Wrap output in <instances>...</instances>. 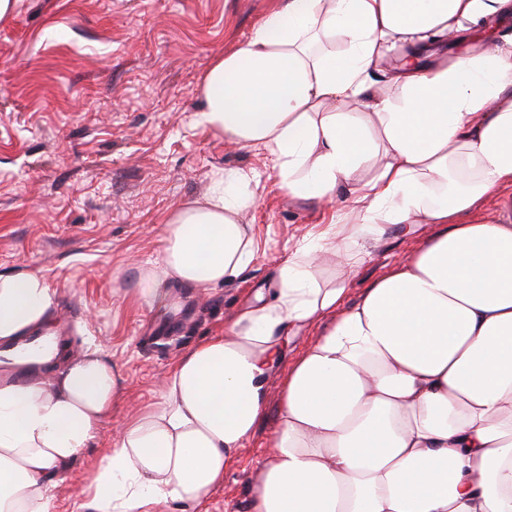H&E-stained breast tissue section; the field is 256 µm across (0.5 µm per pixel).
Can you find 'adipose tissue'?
Instances as JSON below:
<instances>
[{
  "label": "adipose tissue",
  "mask_w": 512,
  "mask_h": 512,
  "mask_svg": "<svg viewBox=\"0 0 512 512\" xmlns=\"http://www.w3.org/2000/svg\"><path fill=\"white\" fill-rule=\"evenodd\" d=\"M510 18L512 0H278L207 70L203 122L264 151L290 198L341 206L357 237L328 224L272 295L180 357L162 402L114 426L85 512L206 500L266 412L284 338L336 310L283 382L250 512H512V224L462 220L512 188V33L436 59ZM367 161L372 176L356 179ZM252 182L224 172L172 211L160 261L138 272L141 303L221 287L253 262ZM386 224L433 232L343 308L345 283L313 274L321 252L355 272ZM58 302L40 274L0 273V342L42 337L39 360L57 367L0 380V512H51L49 483L120 397L99 349L71 356L57 339Z\"/></svg>",
  "instance_id": "adipose-tissue-1"
}]
</instances>
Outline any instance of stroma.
Listing matches in <instances>:
<instances>
[{
	"instance_id": "1",
	"label": "stroma",
	"mask_w": 512,
	"mask_h": 512,
	"mask_svg": "<svg viewBox=\"0 0 512 512\" xmlns=\"http://www.w3.org/2000/svg\"><path fill=\"white\" fill-rule=\"evenodd\" d=\"M277 0H17L0 17V272L37 271L59 292L56 331L71 354L100 349L121 398L52 490L53 512H82L86 478L112 446L114 423L162 399L179 357L224 323L311 241L335 205L282 191L262 152L228 145L201 120L208 68L247 38ZM253 174L244 217L255 260L221 288L172 290L150 309L128 289L164 248L165 220L202 198L216 172ZM427 230L388 229L351 277L323 253L319 283L346 280V305L418 253ZM283 369L267 408L200 512H250V482L270 457Z\"/></svg>"
}]
</instances>
